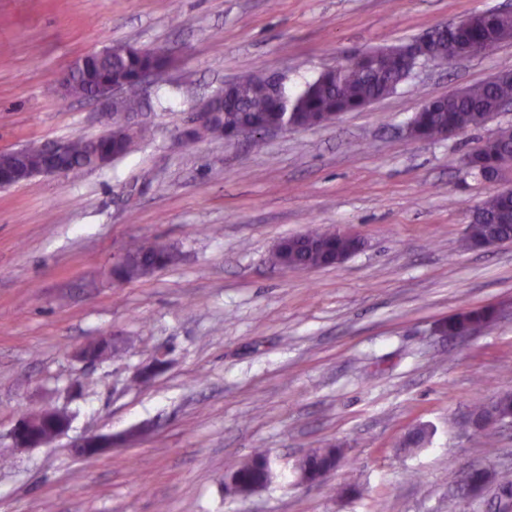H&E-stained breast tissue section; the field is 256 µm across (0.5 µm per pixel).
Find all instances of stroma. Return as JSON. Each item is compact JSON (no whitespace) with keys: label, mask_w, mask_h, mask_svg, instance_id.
<instances>
[{"label":"stroma","mask_w":512,"mask_h":512,"mask_svg":"<svg viewBox=\"0 0 512 512\" xmlns=\"http://www.w3.org/2000/svg\"><path fill=\"white\" fill-rule=\"evenodd\" d=\"M512 0H0V152L106 132L94 102L61 105L81 56L127 44L177 60L143 92L140 147L110 164L0 189V512H487L452 500L477 464L512 480V425L465 428L512 392V243L461 249L493 186L464 161L512 109L434 140L405 133L424 100L512 70V41L418 66L393 93L329 125L264 137L180 131L242 73L296 91L357 51L400 45ZM359 235L345 262L281 273L269 257L310 227ZM179 259L131 281L136 243ZM498 319L467 336V308ZM125 340L89 366L77 352ZM166 367L133 375L157 355ZM61 408L68 431L15 448L24 413ZM430 442L405 452L412 427ZM143 435L126 443L136 428ZM114 436L93 459L89 434ZM345 450L324 481L300 459ZM272 477L246 498L224 476L255 449ZM495 318V311L490 308H479L470 309L463 311L453 317H450L448 321L443 323V330L450 336H467L478 326L471 327L472 324H485L489 323ZM465 331H467L465 333ZM465 333V334H464Z\"/></svg>","instance_id":"35a3bbf8"}]
</instances>
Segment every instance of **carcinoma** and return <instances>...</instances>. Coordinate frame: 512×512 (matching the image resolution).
Returning <instances> with one entry per match:
<instances>
[{
    "label": "carcinoma",
    "mask_w": 512,
    "mask_h": 512,
    "mask_svg": "<svg viewBox=\"0 0 512 512\" xmlns=\"http://www.w3.org/2000/svg\"><path fill=\"white\" fill-rule=\"evenodd\" d=\"M502 43L512 39V15L484 16L472 19L468 26L456 34L442 35L431 44V50L446 56L460 50L468 56L486 52L490 39ZM171 57L160 49L127 46L119 54L88 58L84 67L72 69L63 81L69 84L72 94L61 97L63 102L78 98L90 91L102 79L126 85L122 111L112 113V141L101 138L96 142L87 137L70 139L69 164L84 167L91 164L95 152L108 148L117 160L131 154L138 142V135L127 132L125 115L140 112L143 101L139 96L137 79L145 70L166 69ZM408 71V61L397 57L382 66H357L330 69L320 72L301 89L287 97L284 108L276 107L268 87L252 74L244 73L236 80L240 91V111L224 115V128L232 130L253 119L268 125H278L292 120L301 125L328 124L343 112H357L369 100L380 99L392 93L403 81ZM512 97V82L492 84L482 82L470 85L461 94L438 97L432 107L417 119V136L433 140L459 129L483 125L497 111L498 102ZM512 170V127L501 130L483 148L469 155L468 173H486L492 170ZM482 220L471 225L465 244L479 246L488 239L501 243L512 242V198L492 195L481 205ZM352 241L335 229L311 230L298 237L288 238V255L275 250L272 261L283 272L306 269L322 264L325 256L350 250ZM177 260V254L159 243H138L126 251V262L116 271L122 280H135L153 273L154 266H168ZM495 318L490 308L463 311L443 323V330L450 336H462L472 324H485ZM502 405L512 410V395L502 394L473 409L476 416L485 415L489 408ZM343 455L341 448H318L305 456L301 471L313 478H323L336 468ZM269 462L266 454L257 452L239 462L234 469L245 491L263 485L268 480ZM464 481L495 483L498 487L512 489V481L500 479L482 467L472 468Z\"/></svg>",
    "instance_id": "cac0c4a2"
}]
</instances>
